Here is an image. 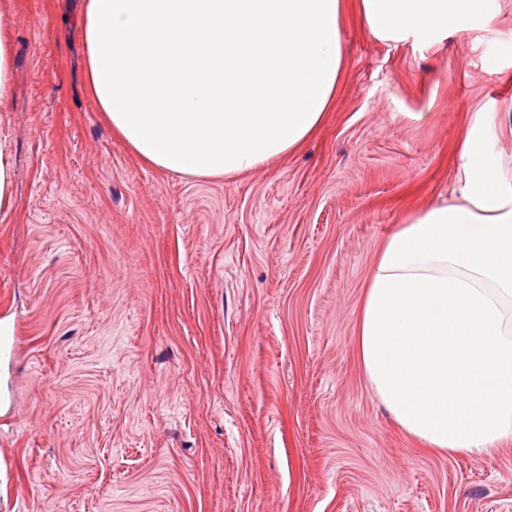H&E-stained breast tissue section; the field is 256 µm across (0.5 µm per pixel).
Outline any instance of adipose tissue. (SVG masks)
Returning a JSON list of instances; mask_svg holds the SVG:
<instances>
[{
    "instance_id": "obj_1",
    "label": "adipose tissue",
    "mask_w": 512,
    "mask_h": 512,
    "mask_svg": "<svg viewBox=\"0 0 512 512\" xmlns=\"http://www.w3.org/2000/svg\"><path fill=\"white\" fill-rule=\"evenodd\" d=\"M486 0H359L381 41L429 43ZM342 0H83L75 26L104 120L153 166L201 178L298 148L336 95ZM461 196L383 245L356 343L399 427L451 456L512 441V183L472 131Z\"/></svg>"
}]
</instances>
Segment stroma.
I'll list each match as a JSON object with an SVG mask.
<instances>
[{
	"instance_id": "stroma-1",
	"label": "stroma",
	"mask_w": 512,
	"mask_h": 512,
	"mask_svg": "<svg viewBox=\"0 0 512 512\" xmlns=\"http://www.w3.org/2000/svg\"><path fill=\"white\" fill-rule=\"evenodd\" d=\"M12 4L0 512H512V444L426 449L355 345L378 251L459 197L472 125L512 182V0L430 47L375 39L345 0L323 125L229 178L152 167L113 133L75 0Z\"/></svg>"
}]
</instances>
